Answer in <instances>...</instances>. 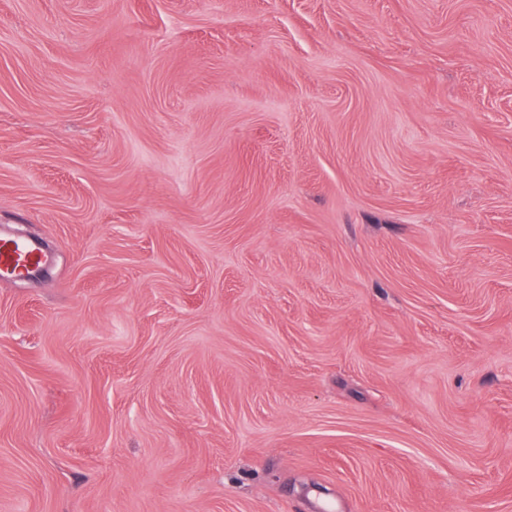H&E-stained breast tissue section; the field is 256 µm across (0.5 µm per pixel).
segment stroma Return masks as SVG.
I'll return each mask as SVG.
<instances>
[{
    "label": "stroma",
    "instance_id": "35a3bbf8",
    "mask_svg": "<svg viewBox=\"0 0 512 512\" xmlns=\"http://www.w3.org/2000/svg\"><path fill=\"white\" fill-rule=\"evenodd\" d=\"M0 512H512V0H0ZM45 265V255L37 245L11 236H0V276L28 278Z\"/></svg>",
    "mask_w": 512,
    "mask_h": 512
}]
</instances>
